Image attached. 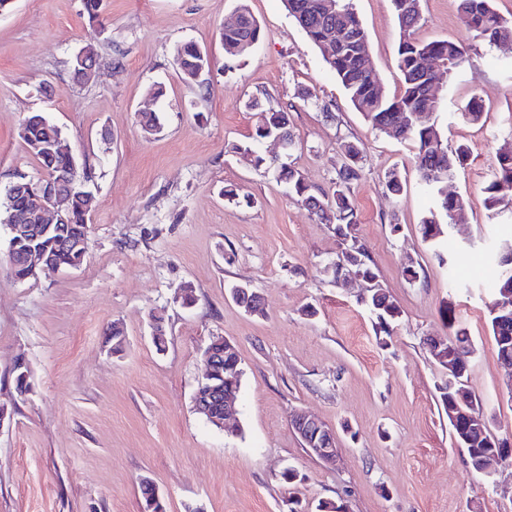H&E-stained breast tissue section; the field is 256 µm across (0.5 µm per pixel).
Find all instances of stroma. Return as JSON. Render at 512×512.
Wrapping results in <instances>:
<instances>
[{"instance_id":"1","label":"stroma","mask_w":512,"mask_h":512,"mask_svg":"<svg viewBox=\"0 0 512 512\" xmlns=\"http://www.w3.org/2000/svg\"><path fill=\"white\" fill-rule=\"evenodd\" d=\"M247 5L263 37L246 58L224 52L217 30ZM368 52L389 95L401 91L400 31L392 0H353ZM96 34L81 0H13L0 13V189L39 164L19 132L43 113L87 165L96 199L86 254L75 268L19 282L0 272V512H142L141 478L167 512H316L345 500L349 512H512V456L486 479L451 436L437 386L444 378L423 343L451 336L453 307L471 349L468 384L492 430L512 435V399L488 321L496 271L491 246L512 242L506 214L484 191L500 147L512 144V44L473 37L457 0H421V40L452 39L467 60L441 77L439 123L449 148L469 151L449 192L468 203L448 231L449 264L421 233L434 206L416 171V150L375 128L347 102L320 52L282 0H103ZM191 42L209 68L186 80L176 49ZM92 46L97 65L73 82L70 62ZM306 99H299L298 91ZM264 108L287 110L289 161L311 191L331 192L340 145L360 143L353 197L358 236L378 282L398 304L394 334L380 342L359 303L362 284L337 283L328 266L340 242L275 173L232 153ZM478 100L480 121L462 117ZM158 112L142 131L138 114ZM406 179L391 197L385 174ZM235 183L251 204L224 199ZM414 266L417 278L404 272ZM261 296L263 314L232 300V285ZM191 305H184V294ZM162 316L164 350L152 340ZM123 328L121 351L107 332ZM221 336L243 376L231 429L193 408L201 352ZM29 369L18 396L9 377ZM310 413L336 435L327 468L293 432ZM295 468L302 483H286Z\"/></svg>"}]
</instances>
